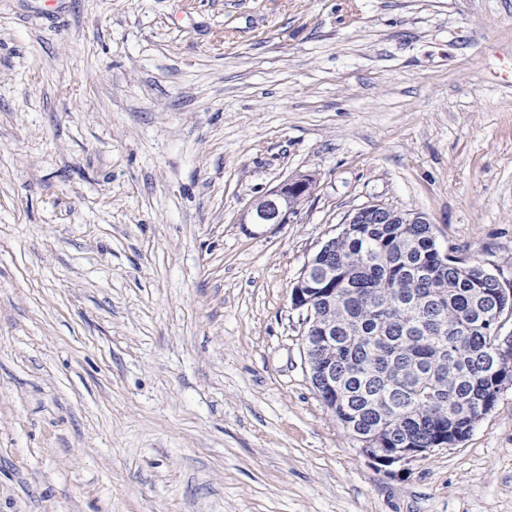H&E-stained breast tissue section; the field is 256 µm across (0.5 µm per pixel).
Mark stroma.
I'll use <instances>...</instances> for the list:
<instances>
[{"label": "stroma", "instance_id": "35a3bbf8", "mask_svg": "<svg viewBox=\"0 0 512 512\" xmlns=\"http://www.w3.org/2000/svg\"><path fill=\"white\" fill-rule=\"evenodd\" d=\"M372 203L512 287V0H0V512H512V384L384 466L304 371ZM305 197V180L301 175L292 176L263 196L253 200L246 214L251 224H285L288 222L292 209L286 208L284 202L289 198Z\"/></svg>", "mask_w": 512, "mask_h": 512}]
</instances>
